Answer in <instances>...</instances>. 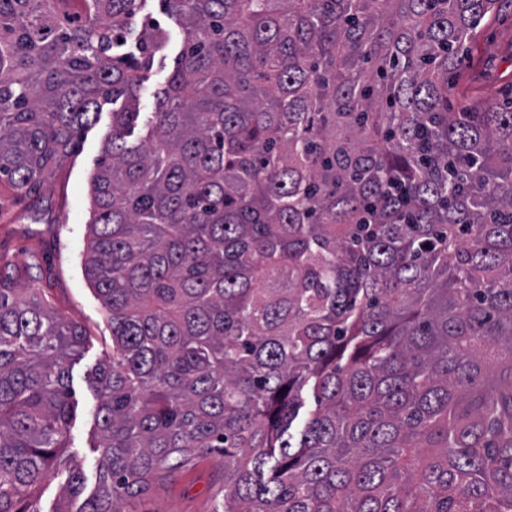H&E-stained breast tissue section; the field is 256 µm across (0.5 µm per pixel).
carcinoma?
I'll use <instances>...</instances> for the list:
<instances>
[{
    "label": "carcinoma",
    "instance_id": "cac0c4a2",
    "mask_svg": "<svg viewBox=\"0 0 512 512\" xmlns=\"http://www.w3.org/2000/svg\"><path fill=\"white\" fill-rule=\"evenodd\" d=\"M512 0H0V183L112 110L83 254L112 330L96 488L64 458L84 330L0 273V512H134L198 455L213 512H512V108L448 110ZM145 135L134 144L139 124ZM138 24H160L168 31L169 41L166 48L158 53L146 79L140 86V112L145 117L155 111V96L161 89L173 68V61L182 48L183 35L176 21L165 15L160 0H141L137 16ZM65 473L61 471L56 476H51L43 485L38 501V506L44 512L51 511L57 504L60 497L61 485L65 480Z\"/></svg>",
    "mask_w": 512,
    "mask_h": 512
}]
</instances>
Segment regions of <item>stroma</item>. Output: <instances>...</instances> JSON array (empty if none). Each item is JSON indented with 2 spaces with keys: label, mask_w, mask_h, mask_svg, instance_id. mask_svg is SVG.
Instances as JSON below:
<instances>
[{
  "label": "stroma",
  "mask_w": 512,
  "mask_h": 512,
  "mask_svg": "<svg viewBox=\"0 0 512 512\" xmlns=\"http://www.w3.org/2000/svg\"><path fill=\"white\" fill-rule=\"evenodd\" d=\"M137 20L164 26L169 37L140 86V109L150 113L182 48L183 35L176 21L165 15L160 0H140ZM465 56L467 68L454 75L453 101L512 100V8L481 28ZM112 109V103H102L97 123L84 131L79 148L60 160L55 175L35 196L23 198L0 189V213L6 215L0 220V259L24 272L22 287L41 289L58 314L86 332L83 345L69 362L74 412L64 455L82 467L91 485L96 482L100 457L95 447L97 400L91 378L97 365L112 353V332L83 276L81 258L91 215V177L102 155ZM223 487V470L213 457L201 456L168 472L134 508L136 512H212Z\"/></svg>",
  "instance_id": "35a3bbf8"
}]
</instances>
